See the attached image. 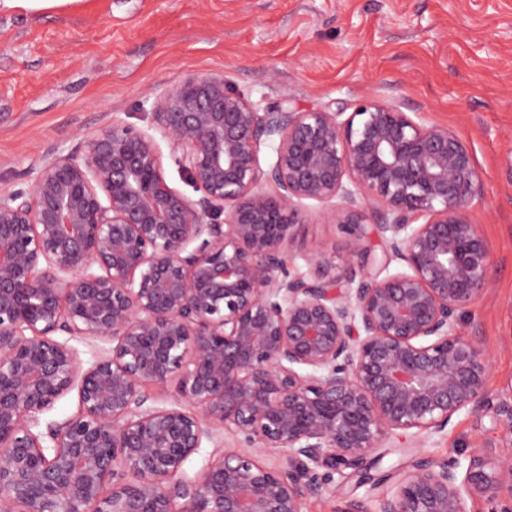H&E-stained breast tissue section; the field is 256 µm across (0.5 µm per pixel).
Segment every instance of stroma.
<instances>
[{
    "label": "stroma",
    "instance_id": "stroma-1",
    "mask_svg": "<svg viewBox=\"0 0 512 512\" xmlns=\"http://www.w3.org/2000/svg\"><path fill=\"white\" fill-rule=\"evenodd\" d=\"M218 73L258 109L282 101L353 112L376 97L451 129L481 178L468 211L486 239L492 286L462 318L491 361L488 392L512 393V0H83L62 12L0 15V185L69 152L119 120L151 123L157 92ZM352 243L310 205L285 256ZM512 459L492 414L466 411L440 433L394 438L373 476L332 472L303 512H334L336 491L370 501L415 457Z\"/></svg>",
    "mask_w": 512,
    "mask_h": 512
}]
</instances>
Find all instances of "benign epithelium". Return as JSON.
Returning <instances> with one entry per match:
<instances>
[{"label":"benign epithelium","mask_w":512,"mask_h":512,"mask_svg":"<svg viewBox=\"0 0 512 512\" xmlns=\"http://www.w3.org/2000/svg\"><path fill=\"white\" fill-rule=\"evenodd\" d=\"M152 115L0 186V512H303L318 469L365 483L384 441L462 411L512 436V394L489 397L490 362L458 327L492 260L467 216L479 172L448 127L376 98L344 120L261 112L213 73ZM161 139L198 197L167 181ZM307 201L353 249L318 243L291 275ZM372 219L405 271L383 274L363 246ZM58 332L115 345L86 366ZM172 380L169 403L145 392ZM73 390L79 412L37 430ZM206 441L218 458L191 475ZM284 449L287 465L265 461ZM475 495L512 512V460L422 458L379 512H470ZM336 512L372 510L341 493Z\"/></svg>","instance_id":"benign-epithelium-1"}]
</instances>
